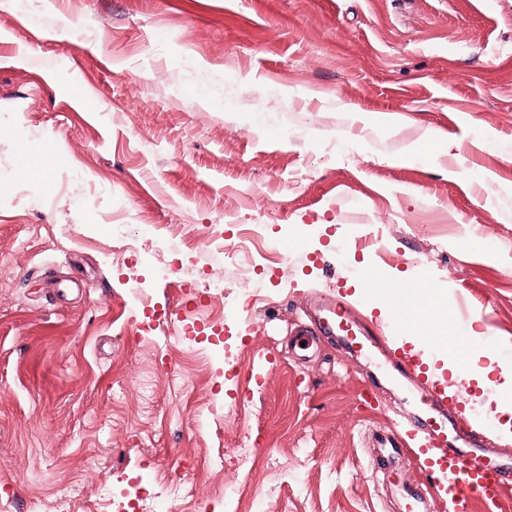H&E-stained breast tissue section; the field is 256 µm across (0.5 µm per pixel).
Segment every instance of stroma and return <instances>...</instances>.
<instances>
[{
    "label": "stroma",
    "instance_id": "35a3bbf8",
    "mask_svg": "<svg viewBox=\"0 0 512 512\" xmlns=\"http://www.w3.org/2000/svg\"><path fill=\"white\" fill-rule=\"evenodd\" d=\"M372 267L447 299L460 350L400 342L511 467L512 0H0V512H402L367 433L420 383L287 347L320 295L387 323ZM24 154H42V155H50L56 154V150L49 145H40V146H27L21 145L19 148V160L22 166L23 171L32 179L35 180H43L48 172L46 171V167H35L30 164H27L21 160ZM155 497L158 499L179 498L192 501L195 497V488L189 482L172 486L167 482H158L155 487Z\"/></svg>",
    "mask_w": 512,
    "mask_h": 512
}]
</instances>
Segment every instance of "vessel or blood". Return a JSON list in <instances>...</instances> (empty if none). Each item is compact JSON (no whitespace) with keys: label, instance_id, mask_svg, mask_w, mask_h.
I'll list each match as a JSON object with an SVG mask.
<instances>
[{"label":"vessel or blood","instance_id":"1","mask_svg":"<svg viewBox=\"0 0 512 512\" xmlns=\"http://www.w3.org/2000/svg\"><path fill=\"white\" fill-rule=\"evenodd\" d=\"M373 292L386 298L393 311L390 333L408 334L411 321L407 315V292L388 287L379 273H372ZM314 326L295 331L294 340L311 344L313 337L341 332L351 346L366 349L371 341L367 329L354 325L341 300L327 299ZM396 369L414 374L426 385L428 393L420 399L422 423L399 421L376 430L373 445L379 448V468L392 465L390 449H402L408 462L417 464L429 480L424 491L407 490L408 512H431L444 505L448 512H512V478L503 467L488 459L471 429L455 419L461 411L460 401L448 395L444 374L426 368L420 355L397 348L393 351Z\"/></svg>","mask_w":512,"mask_h":512}]
</instances>
